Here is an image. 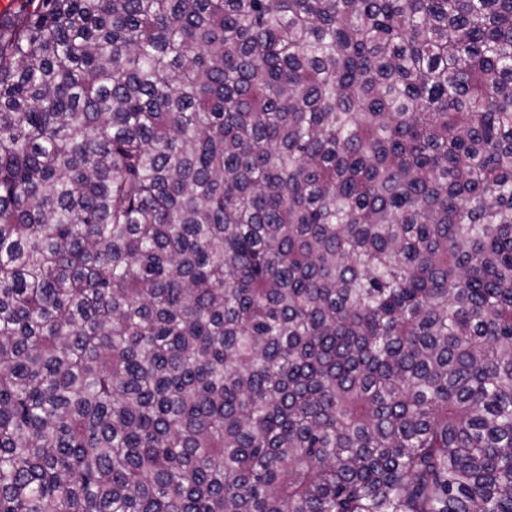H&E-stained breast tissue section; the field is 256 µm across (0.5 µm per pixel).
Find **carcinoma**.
Here are the masks:
<instances>
[{
  "mask_svg": "<svg viewBox=\"0 0 512 512\" xmlns=\"http://www.w3.org/2000/svg\"><path fill=\"white\" fill-rule=\"evenodd\" d=\"M0 12V512H512V0Z\"/></svg>",
  "mask_w": 512,
  "mask_h": 512,
  "instance_id": "cac0c4a2",
  "label": "carcinoma"
}]
</instances>
